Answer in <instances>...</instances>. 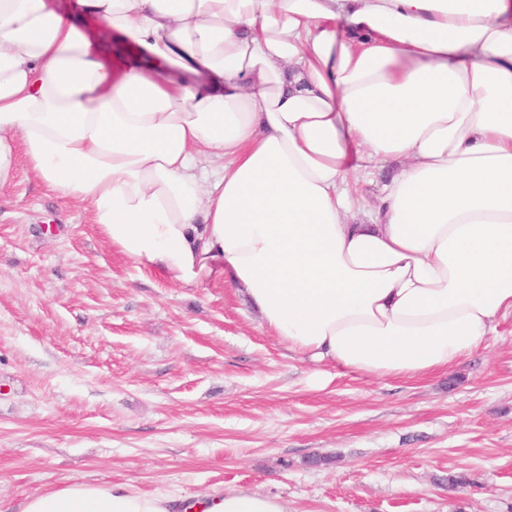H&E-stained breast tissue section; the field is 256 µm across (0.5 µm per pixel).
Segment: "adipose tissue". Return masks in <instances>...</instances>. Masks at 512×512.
Returning <instances> with one entry per match:
<instances>
[{"label":"adipose tissue","instance_id":"1","mask_svg":"<svg viewBox=\"0 0 512 512\" xmlns=\"http://www.w3.org/2000/svg\"><path fill=\"white\" fill-rule=\"evenodd\" d=\"M79 5L0 0V187L26 160L126 260L227 276L290 350L348 372L452 370L512 315V0ZM91 20L137 57L108 61ZM385 170L361 204L352 181ZM21 512L284 507L74 477Z\"/></svg>","mask_w":512,"mask_h":512}]
</instances>
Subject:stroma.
I'll list each match as a JSON object with an SVG mask.
<instances>
[{
	"mask_svg": "<svg viewBox=\"0 0 512 512\" xmlns=\"http://www.w3.org/2000/svg\"><path fill=\"white\" fill-rule=\"evenodd\" d=\"M77 476L284 512H512V316L449 373L320 366L227 281L128 262L19 164L0 188V512Z\"/></svg>",
	"mask_w": 512,
	"mask_h": 512,
	"instance_id": "1",
	"label": "stroma"
}]
</instances>
